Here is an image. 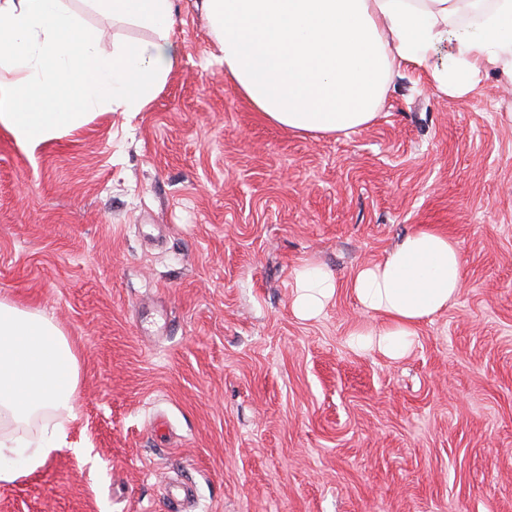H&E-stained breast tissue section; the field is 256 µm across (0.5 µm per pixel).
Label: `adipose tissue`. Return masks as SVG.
Returning a JSON list of instances; mask_svg holds the SVG:
<instances>
[{
  "label": "adipose tissue",
  "instance_id": "adipose-tissue-1",
  "mask_svg": "<svg viewBox=\"0 0 512 512\" xmlns=\"http://www.w3.org/2000/svg\"><path fill=\"white\" fill-rule=\"evenodd\" d=\"M90 10L152 31L104 53L64 0H0V127L34 149L108 109H147L180 54L173 0H84ZM215 45L240 94L264 120L308 135L371 123L403 68L428 74L448 97L477 92L490 73L512 81V0H201ZM460 249L447 233L406 234L376 263L358 266L352 292L371 324L348 345L405 357L424 322L463 285ZM338 294L330 271L302 264L291 308L319 318ZM78 357L40 309L0 299V483L43 468L67 445ZM57 418L32 441L17 426Z\"/></svg>",
  "mask_w": 512,
  "mask_h": 512
}]
</instances>
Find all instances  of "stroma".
<instances>
[{"label": "stroma", "mask_w": 512, "mask_h": 512, "mask_svg": "<svg viewBox=\"0 0 512 512\" xmlns=\"http://www.w3.org/2000/svg\"><path fill=\"white\" fill-rule=\"evenodd\" d=\"M102 49L150 31L67 0ZM177 65L146 111L35 150L0 128V299L75 348L68 447L0 484V512H512V86L466 98L413 68L374 122L262 119L173 0ZM434 227L461 293L391 362L358 353L354 268ZM334 273L317 320L294 271ZM338 294V282L330 271L323 267L304 263L295 272L291 308L302 321L319 318Z\"/></svg>", "instance_id": "stroma-1"}]
</instances>
